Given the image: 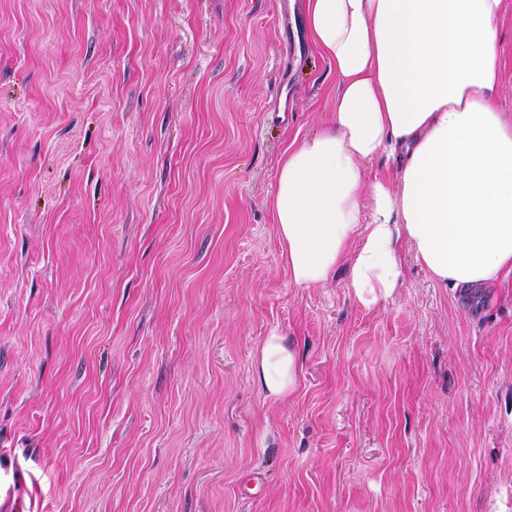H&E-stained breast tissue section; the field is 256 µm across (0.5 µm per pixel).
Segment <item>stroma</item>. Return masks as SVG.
Returning <instances> with one entry per match:
<instances>
[{"instance_id":"obj_1","label":"stroma","mask_w":512,"mask_h":512,"mask_svg":"<svg viewBox=\"0 0 512 512\" xmlns=\"http://www.w3.org/2000/svg\"><path fill=\"white\" fill-rule=\"evenodd\" d=\"M276 0H0V463L30 512H512V278L288 277ZM512 114V0L500 20ZM298 361L268 396L257 351ZM258 379L268 395L284 397L297 385V360L283 336L272 331L257 355Z\"/></svg>"}]
</instances>
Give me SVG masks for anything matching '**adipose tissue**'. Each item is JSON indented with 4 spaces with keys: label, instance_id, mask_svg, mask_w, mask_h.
Segmentation results:
<instances>
[{
    "label": "adipose tissue",
    "instance_id": "adipose-tissue-1",
    "mask_svg": "<svg viewBox=\"0 0 512 512\" xmlns=\"http://www.w3.org/2000/svg\"><path fill=\"white\" fill-rule=\"evenodd\" d=\"M504 0H306L315 50L336 68L329 124L292 142L271 201L290 281L346 267L367 306L404 278L409 246L444 288L512 275V116L499 109ZM382 156L394 179H367ZM268 395L297 385V360L270 333L257 355Z\"/></svg>",
    "mask_w": 512,
    "mask_h": 512
}]
</instances>
